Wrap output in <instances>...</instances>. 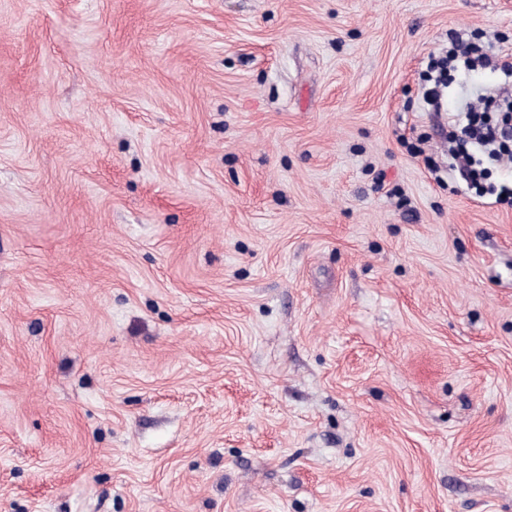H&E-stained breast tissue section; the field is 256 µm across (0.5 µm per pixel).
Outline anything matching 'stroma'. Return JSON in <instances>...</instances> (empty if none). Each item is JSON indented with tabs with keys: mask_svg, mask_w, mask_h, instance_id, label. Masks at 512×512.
I'll return each instance as SVG.
<instances>
[{
	"mask_svg": "<svg viewBox=\"0 0 512 512\" xmlns=\"http://www.w3.org/2000/svg\"><path fill=\"white\" fill-rule=\"evenodd\" d=\"M451 31L512 0H0V512H512Z\"/></svg>",
	"mask_w": 512,
	"mask_h": 512,
	"instance_id": "1",
	"label": "stroma"
}]
</instances>
